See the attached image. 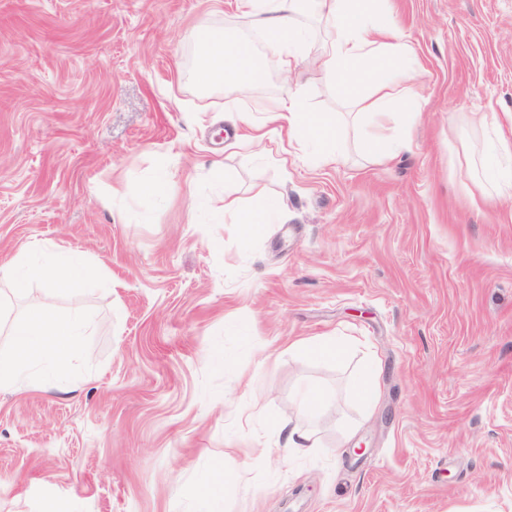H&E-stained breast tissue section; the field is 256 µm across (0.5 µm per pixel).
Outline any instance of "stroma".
<instances>
[{"label":"stroma","instance_id":"obj_1","mask_svg":"<svg viewBox=\"0 0 512 512\" xmlns=\"http://www.w3.org/2000/svg\"><path fill=\"white\" fill-rule=\"evenodd\" d=\"M382 7L426 71L390 121L408 146L363 152L303 16L296 79L337 116L339 160L316 165L237 144L287 89L274 46L262 92L195 80L193 26L254 36L237 0H0V257L48 243L99 274L0 291L9 320L41 302L91 326L0 389V512H512V198L478 203L468 170L485 123L512 138V0ZM228 193L287 211L247 242ZM326 336L338 357L293 346ZM308 385L323 400L298 409ZM288 419L310 455L284 448Z\"/></svg>","mask_w":512,"mask_h":512}]
</instances>
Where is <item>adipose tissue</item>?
<instances>
[{
  "label": "adipose tissue",
  "instance_id": "adipose-tissue-1",
  "mask_svg": "<svg viewBox=\"0 0 512 512\" xmlns=\"http://www.w3.org/2000/svg\"><path fill=\"white\" fill-rule=\"evenodd\" d=\"M378 0H238L243 13L255 20L256 39L281 50L279 69L295 73L304 60L307 32L298 17L314 11L328 38L314 64L323 81L350 104L355 119L367 124L365 146L369 153H386L405 148L403 140L390 135L383 124L391 111L414 112L420 98L413 86L421 69L413 44L398 27L392 14L381 11ZM193 37L198 45L195 73L201 86L233 84L245 91L266 85L269 71L256 52L253 40L233 30L213 35L198 26ZM244 145L274 142L280 161L290 149L302 145L322 148L324 160H332L330 149L336 127L325 115L306 107L301 86L271 99L262 121H247ZM485 162L484 177L492 188L484 201L501 198L512 188V140L490 137L475 147ZM8 280L14 291H23L28 281L38 280L53 287L79 290L94 282L95 273L76 256H59L48 246L30 250L0 264V280ZM87 326L76 315L57 317L44 307H33L24 321L12 329L14 355L0 359V386L21 382L38 366L64 363L85 336Z\"/></svg>",
  "mask_w": 512,
  "mask_h": 512
}]
</instances>
